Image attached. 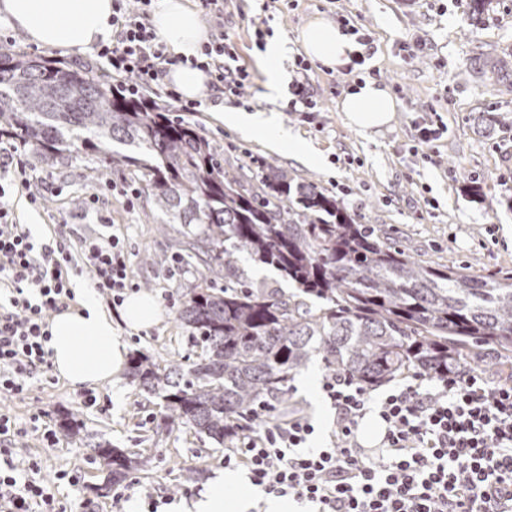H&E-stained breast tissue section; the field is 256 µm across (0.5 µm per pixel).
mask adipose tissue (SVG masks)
<instances>
[{
    "label": "adipose tissue",
    "instance_id": "1",
    "mask_svg": "<svg viewBox=\"0 0 512 512\" xmlns=\"http://www.w3.org/2000/svg\"><path fill=\"white\" fill-rule=\"evenodd\" d=\"M111 16L112 0H0V23L23 30L30 43L74 55L86 54L99 42L111 39ZM153 22L175 56L195 55L207 38L199 14L186 0H163ZM301 46L307 56L336 70L351 64L362 51L353 36L322 17L309 22ZM397 106L384 88L368 80L352 88L340 110L350 126L370 135L393 120ZM215 112L218 120L269 149L296 152L307 162L318 155L280 125L275 115L248 114L221 104ZM79 295L76 306L52 320L53 369L73 385L118 384L128 355L119 327L155 324L158 303L150 294L136 293L114 313L101 304L93 289H80ZM182 512H296V506L285 498H261L238 473L227 470L211 479L201 496L184 505Z\"/></svg>",
    "mask_w": 512,
    "mask_h": 512
}]
</instances>
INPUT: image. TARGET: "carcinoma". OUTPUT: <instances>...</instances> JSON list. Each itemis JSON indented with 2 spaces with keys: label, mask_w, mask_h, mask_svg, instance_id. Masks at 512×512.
Segmentation results:
<instances>
[{
  "label": "carcinoma",
  "mask_w": 512,
  "mask_h": 512,
  "mask_svg": "<svg viewBox=\"0 0 512 512\" xmlns=\"http://www.w3.org/2000/svg\"><path fill=\"white\" fill-rule=\"evenodd\" d=\"M473 64L486 80L512 84V54ZM1 137L32 146L44 161L92 156L126 166L151 214L185 225L190 245L206 255V286L177 310L201 349L197 360L132 363L140 389L163 399L173 424L219 445L241 427L257 430L249 411L287 399L290 377L316 356L326 375L372 385L479 368L491 347L509 358L500 370L512 376V274L418 260L285 169L270 165L249 179L226 169L195 124L171 120L148 95H115L91 68L0 43ZM116 143L125 150H113ZM244 255L299 293L251 281ZM91 453L106 466L107 487L133 464L119 448Z\"/></svg>",
  "instance_id": "carcinoma-1"
}]
</instances>
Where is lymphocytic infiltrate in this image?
<instances>
[{
    "label": "lymphocytic infiltrate",
    "mask_w": 512,
    "mask_h": 512,
    "mask_svg": "<svg viewBox=\"0 0 512 512\" xmlns=\"http://www.w3.org/2000/svg\"><path fill=\"white\" fill-rule=\"evenodd\" d=\"M112 0V39L99 43L103 77L130 94L153 93L176 102L180 115L202 111L201 99L182 100L166 83L178 57L152 23L154 0ZM214 32L192 67L208 90L243 98L245 68L231 65L224 34V0H198ZM43 207L45 185L21 145L0 144V395L24 396L47 363L52 315L75 301L72 277L87 275L112 304L136 289L125 239L90 232L36 242L18 222L12 199ZM323 391L334 410L332 445L311 448L314 427L296 403L270 418L267 404L250 412L261 432L240 430L224 450L225 467H241L266 494L311 503L315 512H512V386L492 385L468 371L413 375L371 404L363 384L338 374ZM383 425L377 447H365L358 427L368 412ZM25 434L0 412V512H67L41 461L20 457Z\"/></svg>",
    "instance_id": "1"
}]
</instances>
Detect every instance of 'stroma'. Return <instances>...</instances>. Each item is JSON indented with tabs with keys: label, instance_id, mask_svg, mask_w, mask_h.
Wrapping results in <instances>:
<instances>
[{
	"label": "stroma",
	"instance_id": "35a3bbf8",
	"mask_svg": "<svg viewBox=\"0 0 512 512\" xmlns=\"http://www.w3.org/2000/svg\"><path fill=\"white\" fill-rule=\"evenodd\" d=\"M288 10L274 13L270 26L285 41L286 82L298 74L294 57L303 53L300 40L307 24L320 16L346 20L369 33L373 52L362 71L376 68L380 85L399 108L393 121L372 136L349 126L338 109L346 95L335 87L334 71L311 63L306 80L317 92L313 112L287 109L289 91L270 100L260 66L263 51L254 45L251 20L260 14L263 0H238L224 17V31L235 46L238 65L250 74L248 101L227 98V105L254 111L276 110L278 120L320 153L308 163L274 151L216 119L212 110L192 116L200 133L215 142L233 167L255 170L257 162L284 169L297 179L315 182L336 196L357 223L381 228L415 258L464 267L483 276L512 271V208L502 205L512 186L501 177L512 171V88L486 82L472 61L479 54H512V0H496L482 23H469L470 0H292ZM420 50L408 53L414 40ZM436 111L448 132L439 154L426 159L417 149L414 122L422 113ZM495 117L491 133L477 131L478 113ZM36 171L52 184L46 207L35 210L25 200L14 203L20 223L40 225L44 235L55 231L87 232L79 218L85 197L96 184L111 179L131 180L122 165L94 160L58 159L44 162L33 156ZM477 183L479 196L467 187ZM102 208L111 223L102 234L123 235L131 246V268L141 291L153 294L160 308L158 322L147 329L121 328L129 357H148L160 366L189 364L198 350L176 317V304L204 284L205 267L183 249L186 228L150 218L147 205L130 211L122 198L107 197ZM95 406H86L84 390L66 380L40 375L29 382L24 397L0 396V409L9 411L28 431L25 451L37 456L44 476L79 467L81 488L59 484L56 494L73 512H115L111 490L103 486L105 472L92 454L97 444L121 448L135 455L127 479L138 491L165 488L175 500L199 496L208 480L223 471V446L183 426L167 422L161 398L145 393L125 377L120 388L95 387ZM290 401L300 402L312 416L316 431L312 447L324 445L333 428L334 412L324 397H311L300 376L288 383ZM79 423L77 434L60 431L67 416ZM59 430L56 447H42L38 432Z\"/></svg>",
	"mask_w": 512,
	"mask_h": 512
}]
</instances>
